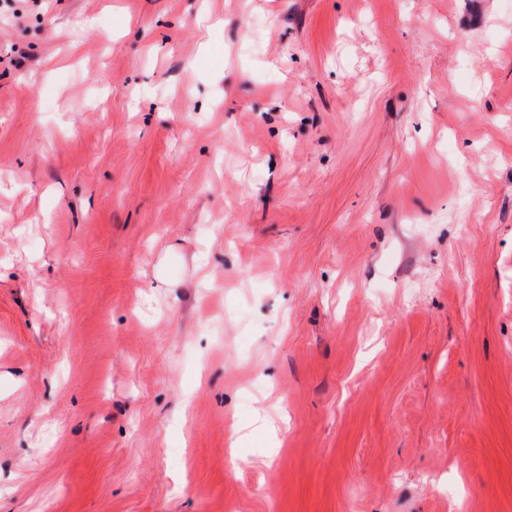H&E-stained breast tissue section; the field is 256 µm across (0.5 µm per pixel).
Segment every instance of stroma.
<instances>
[{
  "mask_svg": "<svg viewBox=\"0 0 512 512\" xmlns=\"http://www.w3.org/2000/svg\"><path fill=\"white\" fill-rule=\"evenodd\" d=\"M223 2L0 0V512H512V0Z\"/></svg>",
  "mask_w": 512,
  "mask_h": 512,
  "instance_id": "1",
  "label": "stroma"
}]
</instances>
